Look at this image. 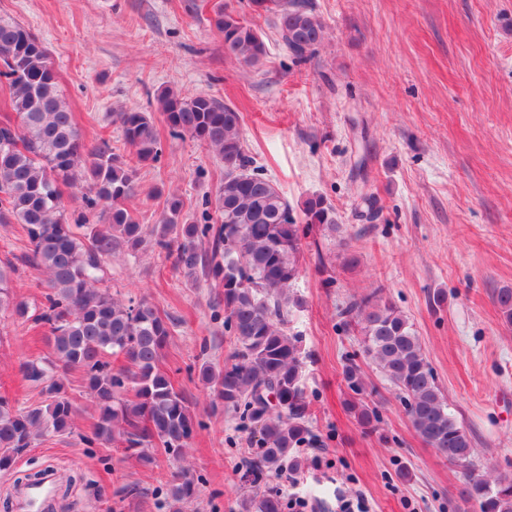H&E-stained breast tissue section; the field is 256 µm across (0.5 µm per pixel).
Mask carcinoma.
<instances>
[{
  "instance_id": "obj_1",
  "label": "carcinoma",
  "mask_w": 512,
  "mask_h": 512,
  "mask_svg": "<svg viewBox=\"0 0 512 512\" xmlns=\"http://www.w3.org/2000/svg\"><path fill=\"white\" fill-rule=\"evenodd\" d=\"M253 11L272 13L278 33L298 61L313 57L324 39V23L305 0H251ZM215 27L224 49L248 66L266 56L258 32L239 15L221 9ZM0 90L5 109L20 126L0 124V224H19L28 240L32 267L47 273L45 301L29 312L13 302L7 272L0 268V309L48 326L51 356L20 365L24 378L41 387L46 404L17 408L0 397V471L47 432L69 434L75 407L65 396L61 377L83 372L95 404L88 444L116 445L135 451L142 463L156 461L160 448L182 460L197 425L184 392L160 368L175 323L146 301L121 302L106 288L105 265L123 248L154 244L175 254L187 274L202 269L224 291V329L236 344L234 360L216 370L208 363L199 377L221 404L253 424L257 455L243 480L259 488L268 477L295 475L304 468L297 449L317 443L307 424L301 337L288 329V316L304 306L294 283L300 275L297 255L306 226L339 231L334 213L320 198L305 203V220L279 188L251 169L241 139L237 109L206 96L183 97L165 90L157 98L173 135L189 137L224 159V181L214 200L215 221L188 224L178 199L169 202L151 231L125 208L135 192V169L112 153L102 138L86 151L73 113L61 102L57 77L42 43L21 23L0 17ZM126 143L140 161L161 152L152 115L119 112ZM83 182L88 211L108 213L105 224H89L81 215L69 223L59 186ZM346 325L363 336L364 353L373 360L403 400L413 430L448 462L465 470L460 498L476 502L480 512H512V479L489 478L472 467V441L448 402L426 357L413 323L375 290L349 301ZM358 421L373 427L376 409L352 405ZM197 485L181 471L169 488L171 512L194 499ZM242 512H285L279 492L264 490L241 501Z\"/></svg>"
}]
</instances>
